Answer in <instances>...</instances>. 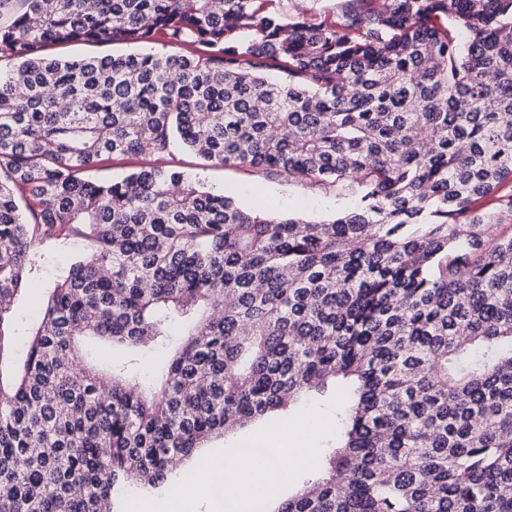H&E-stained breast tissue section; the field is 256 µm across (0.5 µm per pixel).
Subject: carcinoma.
<instances>
[{"label":"carcinoma","instance_id":"1","mask_svg":"<svg viewBox=\"0 0 512 512\" xmlns=\"http://www.w3.org/2000/svg\"><path fill=\"white\" fill-rule=\"evenodd\" d=\"M276 2L0 0V360L45 241L93 243L0 374V512H121L330 384L345 424L274 512H512V0ZM95 41L152 49L47 53ZM180 149L358 204L249 211ZM176 321L155 389L82 351ZM347 0H288L281 2V6L288 10L299 9L302 11H321L324 8L331 14L338 16L344 9ZM153 159L139 154H130L118 158H110L105 160L98 168L97 175L100 176H116L126 171H130Z\"/></svg>","mask_w":512,"mask_h":512}]
</instances>
